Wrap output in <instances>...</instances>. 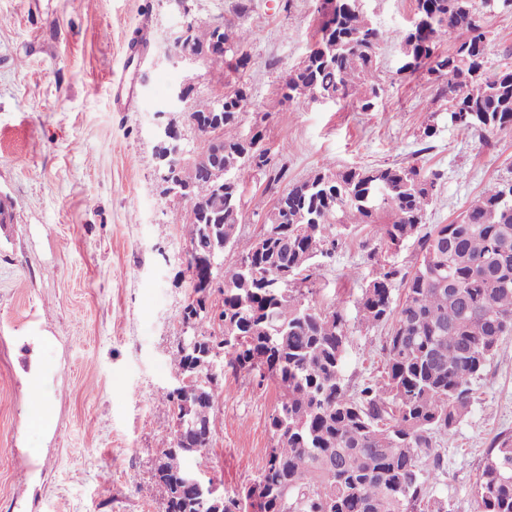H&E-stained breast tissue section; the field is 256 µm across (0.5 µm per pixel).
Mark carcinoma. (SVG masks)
<instances>
[{
	"mask_svg": "<svg viewBox=\"0 0 512 512\" xmlns=\"http://www.w3.org/2000/svg\"><path fill=\"white\" fill-rule=\"evenodd\" d=\"M512 0H415L408 25L387 32L373 25L363 0H336L333 18L319 21L318 38L288 73L283 97L297 106L349 101L366 112L381 90L380 45L398 42L401 72L427 68L436 95L448 103V119L479 137L512 130V68L487 69L485 16ZM460 41L436 53L440 38ZM187 38L208 55L211 67L239 50L249 29L188 23ZM244 88L231 95L190 99V115L218 125V142L198 163L186 146L177 176L197 199L195 217L175 210L195 254L187 261L194 298L183 309L188 335L172 353L178 372L191 370L209 345L233 325L223 346L224 367L258 370L279 390L270 418L274 444L258 480L260 512H451L431 488L443 461L434 435L453 431L468 415L474 383L512 336V178L490 184L449 224L425 228L439 173L419 163L404 166L323 168L288 186L262 225L270 237L263 250L254 237L238 234L244 168L272 169L267 152L252 150L262 130L249 138L241 129ZM397 248L415 240L412 270L383 263L361 289L360 322L391 323L380 348L382 379L351 388L343 377L350 343L340 305L321 310L313 289L294 280L270 284L283 270L306 282L318 257L329 258L343 238L364 231ZM245 263L224 273L222 309L207 310L197 298L217 277L226 248ZM405 296L393 306L395 281ZM217 388L200 383L185 395L163 393L158 403L178 421L179 403L191 405L179 440L165 449L154 469L160 512H208L180 482L181 459L207 458L213 434ZM475 512H512V436L495 435L475 486ZM248 499L224 494V512H248Z\"/></svg>",
	"mask_w": 512,
	"mask_h": 512,
	"instance_id": "cac0c4a2",
	"label": "carcinoma"
}]
</instances>
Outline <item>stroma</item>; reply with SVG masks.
Returning a JSON list of instances; mask_svg holds the SVG:
<instances>
[{"mask_svg": "<svg viewBox=\"0 0 512 512\" xmlns=\"http://www.w3.org/2000/svg\"><path fill=\"white\" fill-rule=\"evenodd\" d=\"M247 13H240V3ZM197 23L245 26L244 68L174 66L185 19L174 0H0V512H159L154 469L173 432L159 397L178 383L171 354L183 337L191 295L189 240L169 221L178 201L163 194L153 129L158 121L195 134L169 106L172 90L195 96L246 87L243 127L260 124L283 169L280 189L323 167L419 162L441 175L427 224H447L490 182L512 177V131L477 137L451 125L427 72H400L397 44H382V90L364 112L348 102L294 106L281 85L309 51L318 0H193ZM149 24L132 111L112 109L129 40ZM491 68L512 63V9L487 14ZM437 128L421 151L425 125ZM241 235H255L275 191L262 171L242 173ZM278 188V189H279ZM417 247L370 253L348 239L312 277L321 307L342 305L350 328V385L383 367L390 327L356 318V300L379 263L410 269ZM48 407L34 417L35 391ZM203 478L243 492L273 444L277 390L258 373L225 374ZM512 435V336L476 384L470 413L436 435L444 474L435 497L473 512L475 482L491 439Z\"/></svg>", "mask_w": 512, "mask_h": 512, "instance_id": "stroma-1", "label": "stroma"}]
</instances>
